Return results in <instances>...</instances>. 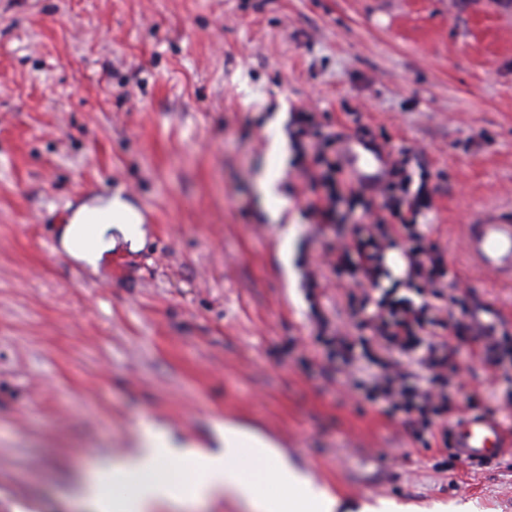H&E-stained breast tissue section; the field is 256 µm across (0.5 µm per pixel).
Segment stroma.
I'll return each instance as SVG.
<instances>
[{"mask_svg": "<svg viewBox=\"0 0 512 512\" xmlns=\"http://www.w3.org/2000/svg\"><path fill=\"white\" fill-rule=\"evenodd\" d=\"M414 148L427 238L477 318L512 331V282L479 270L464 229L512 212V5L504 0H0V512H85L82 483L149 427L214 448L231 423L270 441L339 512H512V452L464 465L439 426L416 436L346 378L352 326L323 260L352 218L303 217L292 115ZM286 142L271 220L257 180ZM121 194L146 231L97 268L63 247L72 211ZM291 255L283 257V241ZM319 286H304L306 268ZM451 402L479 397L512 430V354L450 339Z\"/></svg>", "mask_w": 512, "mask_h": 512, "instance_id": "1", "label": "stroma"}]
</instances>
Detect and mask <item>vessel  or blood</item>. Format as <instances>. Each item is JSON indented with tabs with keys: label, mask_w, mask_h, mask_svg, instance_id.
I'll list each match as a JSON object with an SVG mask.
<instances>
[{
	"label": "vessel or blood",
	"mask_w": 512,
	"mask_h": 512,
	"mask_svg": "<svg viewBox=\"0 0 512 512\" xmlns=\"http://www.w3.org/2000/svg\"><path fill=\"white\" fill-rule=\"evenodd\" d=\"M341 148L350 171L363 184L380 182L390 165L386 151L362 137H345ZM465 248L479 268L499 279L512 281V216L476 217L467 227ZM451 429L453 446L467 465L496 457L512 446V437L492 417L459 419Z\"/></svg>",
	"instance_id": "vessel-or-blood-1"
}]
</instances>
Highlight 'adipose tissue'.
I'll return each instance as SVG.
<instances>
[{"instance_id": "ef3b65f1", "label": "adipose tissue", "mask_w": 512, "mask_h": 512, "mask_svg": "<svg viewBox=\"0 0 512 512\" xmlns=\"http://www.w3.org/2000/svg\"><path fill=\"white\" fill-rule=\"evenodd\" d=\"M145 231L138 211L121 195L79 204L62 243L78 261L97 266L116 238L138 247ZM219 450L179 446L146 431L140 448L120 464L102 463L82 489L92 512H151L159 503H204L232 493L251 512H336L337 500L294 470L274 446L240 428H220Z\"/></svg>"}]
</instances>
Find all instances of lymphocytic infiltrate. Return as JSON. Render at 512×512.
Masks as SVG:
<instances>
[{"instance_id": "1", "label": "lymphocytic infiltrate", "mask_w": 512, "mask_h": 512, "mask_svg": "<svg viewBox=\"0 0 512 512\" xmlns=\"http://www.w3.org/2000/svg\"><path fill=\"white\" fill-rule=\"evenodd\" d=\"M294 122L299 134L312 141L310 164L305 168L311 193L306 205L308 213L319 223L332 224L340 203L359 201L364 205L366 225L332 248L327 264L338 281L359 291L360 306L370 310L359 326L370 331L389 355L381 377L382 394L378 396L384 413L408 417L449 412L448 389L457 380L460 367L454 350L444 339L445 332L481 335L482 355L488 360L500 352L501 340L495 327H482L475 322L459 294L450 295L449 307L434 303L448 285L450 270L442 252L425 245V236L417 227L419 216L432 207L427 187L409 191L405 168L397 160L380 186H355L343 177L340 135L324 132L312 112L297 113ZM393 253L404 264L405 285L416 289L420 302L403 299L372 304L371 292L387 273L388 257ZM405 356L430 372L427 386L402 383L401 359Z\"/></svg>"}]
</instances>
